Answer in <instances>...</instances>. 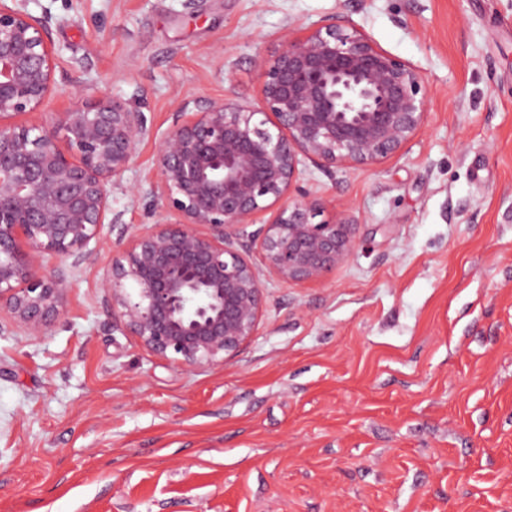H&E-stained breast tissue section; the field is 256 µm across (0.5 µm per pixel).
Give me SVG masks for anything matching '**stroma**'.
Segmentation results:
<instances>
[{
	"mask_svg": "<svg viewBox=\"0 0 512 512\" xmlns=\"http://www.w3.org/2000/svg\"><path fill=\"white\" fill-rule=\"evenodd\" d=\"M46 22L51 95H107L152 133L112 188L129 231L180 102L256 103L259 58L346 21L412 63L422 131L297 184L356 246L319 283L264 278L251 341L191 372L102 302L111 225L48 333L0 329V512H512V0H0Z\"/></svg>",
	"mask_w": 512,
	"mask_h": 512,
	"instance_id": "obj_1",
	"label": "stroma"
}]
</instances>
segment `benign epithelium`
Wrapping results in <instances>:
<instances>
[{
  "label": "benign epithelium",
  "mask_w": 512,
  "mask_h": 512,
  "mask_svg": "<svg viewBox=\"0 0 512 512\" xmlns=\"http://www.w3.org/2000/svg\"><path fill=\"white\" fill-rule=\"evenodd\" d=\"M259 66L254 106H178L150 180L175 221L131 235L101 281L126 333L194 372L224 365L255 336L264 277L320 282L354 248V223L321 219L317 199L295 188L301 159L375 164L424 126L417 68L342 22L290 29ZM54 70L43 21L0 4V314L29 336L66 314L65 268L89 258L101 224H119L111 183L150 135L144 113L108 96L49 124L15 123L49 97ZM266 210L271 222L238 242L239 226ZM48 256L60 264L46 269Z\"/></svg>",
  "instance_id": "obj_1"
}]
</instances>
